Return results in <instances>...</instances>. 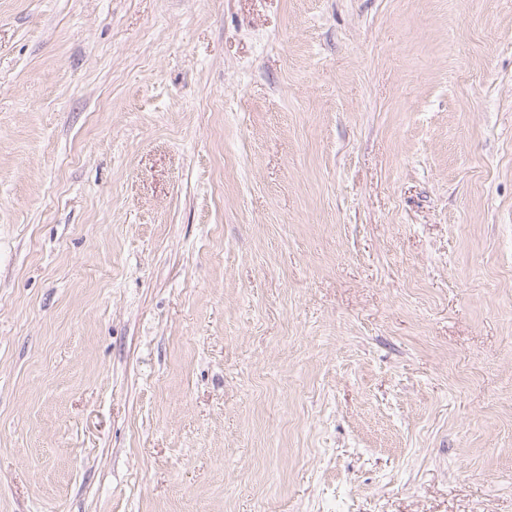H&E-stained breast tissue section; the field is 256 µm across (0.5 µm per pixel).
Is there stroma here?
<instances>
[{
  "mask_svg": "<svg viewBox=\"0 0 512 512\" xmlns=\"http://www.w3.org/2000/svg\"><path fill=\"white\" fill-rule=\"evenodd\" d=\"M0 512H512V0H0Z\"/></svg>",
  "mask_w": 512,
  "mask_h": 512,
  "instance_id": "stroma-1",
  "label": "stroma"
}]
</instances>
